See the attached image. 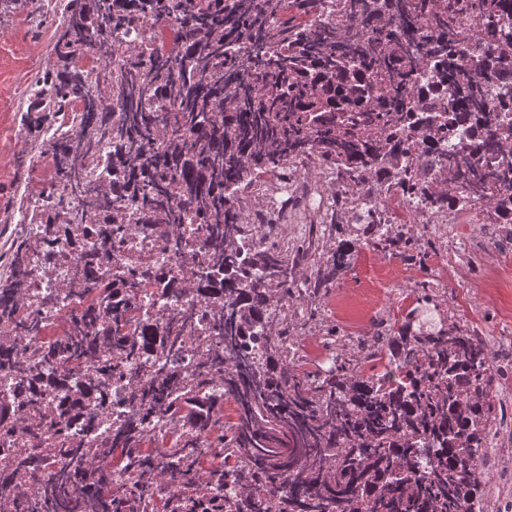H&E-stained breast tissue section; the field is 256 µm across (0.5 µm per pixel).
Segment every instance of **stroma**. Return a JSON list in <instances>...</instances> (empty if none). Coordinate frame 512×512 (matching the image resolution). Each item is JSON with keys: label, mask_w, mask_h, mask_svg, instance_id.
Returning a JSON list of instances; mask_svg holds the SVG:
<instances>
[{"label": "stroma", "mask_w": 512, "mask_h": 512, "mask_svg": "<svg viewBox=\"0 0 512 512\" xmlns=\"http://www.w3.org/2000/svg\"><path fill=\"white\" fill-rule=\"evenodd\" d=\"M57 0H32L25 11L0 18V268L21 238L20 200L39 191L48 173L42 149L48 138L41 113L28 109L35 80L49 66ZM251 224L276 222L291 242L306 240L311 216L300 197L260 190L246 203ZM498 236L492 224H448L437 250L420 243L422 264L364 246L339 288L320 300L327 324L344 332L375 335L381 322L418 309L419 317L438 323L441 316L477 330L495 354L501 372L496 390V463L480 474L482 512H512V271L499 268ZM469 257L466 288L441 290L454 280L459 259ZM433 288L430 302H418L420 281Z\"/></svg>", "instance_id": "stroma-1"}]
</instances>
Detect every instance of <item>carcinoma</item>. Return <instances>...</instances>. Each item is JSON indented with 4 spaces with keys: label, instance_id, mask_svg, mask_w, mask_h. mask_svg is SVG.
Masks as SVG:
<instances>
[{
    "label": "carcinoma",
    "instance_id": "carcinoma-1",
    "mask_svg": "<svg viewBox=\"0 0 512 512\" xmlns=\"http://www.w3.org/2000/svg\"><path fill=\"white\" fill-rule=\"evenodd\" d=\"M321 2L61 4L30 98L52 130L49 179L24 196L0 272V512H475L487 341L412 309L353 352L323 326L329 366L305 370L288 303L339 286L358 247L418 259L407 224L359 205L380 179L502 223L512 122L487 104L512 108V0H329V20ZM428 73L452 103L418 91ZM452 112L483 128L461 134ZM310 168L334 176L328 214L354 195L350 239L319 224L324 265L267 242L238 192ZM133 237L174 253L178 274L151 252L113 270ZM152 290L193 307L146 312ZM49 317L62 336L46 337Z\"/></svg>",
    "mask_w": 512,
    "mask_h": 512
}]
</instances>
